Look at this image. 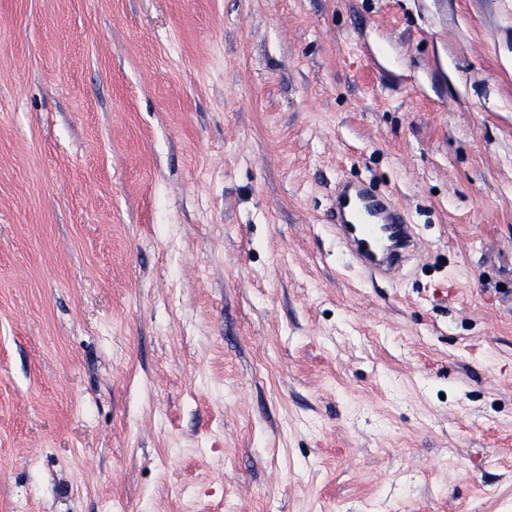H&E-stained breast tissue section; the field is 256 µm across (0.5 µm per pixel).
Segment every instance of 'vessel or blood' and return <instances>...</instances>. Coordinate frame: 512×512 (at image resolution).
Masks as SVG:
<instances>
[{"instance_id": "b4317fda", "label": "vessel or blood", "mask_w": 512, "mask_h": 512, "mask_svg": "<svg viewBox=\"0 0 512 512\" xmlns=\"http://www.w3.org/2000/svg\"><path fill=\"white\" fill-rule=\"evenodd\" d=\"M331 221L351 262L368 276L397 277L418 253L407 212L392 195L366 183L338 184Z\"/></svg>"}]
</instances>
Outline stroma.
I'll return each instance as SVG.
<instances>
[{
    "label": "stroma",
    "instance_id": "obj_1",
    "mask_svg": "<svg viewBox=\"0 0 512 512\" xmlns=\"http://www.w3.org/2000/svg\"><path fill=\"white\" fill-rule=\"evenodd\" d=\"M0 512H512V0H0ZM331 221L351 262L370 277L396 278L418 253L407 212L370 184L338 183Z\"/></svg>",
    "mask_w": 512,
    "mask_h": 512
}]
</instances>
